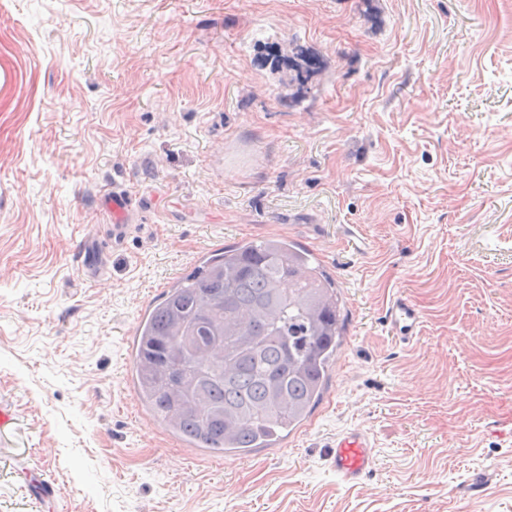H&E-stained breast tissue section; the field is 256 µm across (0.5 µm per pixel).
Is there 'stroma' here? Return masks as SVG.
Masks as SVG:
<instances>
[{
    "mask_svg": "<svg viewBox=\"0 0 512 512\" xmlns=\"http://www.w3.org/2000/svg\"><path fill=\"white\" fill-rule=\"evenodd\" d=\"M270 237L315 254L346 335L280 447L211 455L144 415L128 340L202 255ZM0 406V512H512V10L0 0ZM387 324L400 342H410L418 335L421 324L420 311L409 299L398 297L388 308ZM366 448H371L367 434L360 430L347 431L331 446L327 459L329 466L343 482L357 483L372 465Z\"/></svg>",
    "mask_w": 512,
    "mask_h": 512,
    "instance_id": "35a3bbf8",
    "label": "stroma"
}]
</instances>
